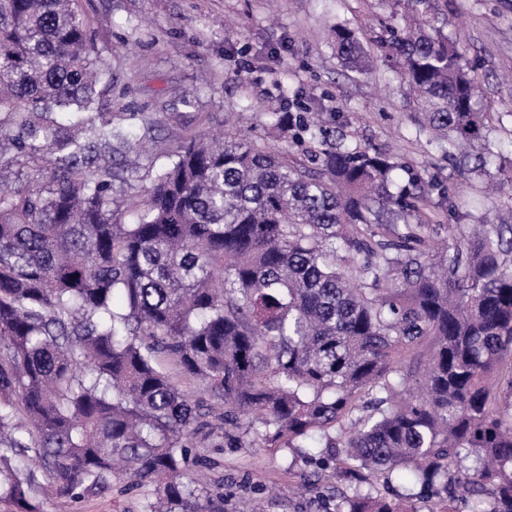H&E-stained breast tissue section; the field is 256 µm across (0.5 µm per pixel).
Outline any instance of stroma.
<instances>
[{
  "label": "stroma",
  "instance_id": "35a3bbf8",
  "mask_svg": "<svg viewBox=\"0 0 512 512\" xmlns=\"http://www.w3.org/2000/svg\"><path fill=\"white\" fill-rule=\"evenodd\" d=\"M448 18L475 68L493 110L487 147L512 167V0H434ZM95 42L112 65V109L159 115L151 151L133 185H148L182 137L198 131L244 134L274 148V112L335 117L347 139L396 155L406 166L445 189L444 224H477L512 215V186L495 189L497 169L452 167L437 142L411 118L406 87L384 62L369 73L343 67L332 29L355 28L367 49L382 22L402 16L401 0H79ZM194 101L184 104L181 92ZM198 466L202 485L223 482L227 503L258 499L262 512H323V504L294 493L290 448L207 449ZM151 485L117 478L104 495L72 503L70 512H144Z\"/></svg>",
  "mask_w": 512,
  "mask_h": 512
}]
</instances>
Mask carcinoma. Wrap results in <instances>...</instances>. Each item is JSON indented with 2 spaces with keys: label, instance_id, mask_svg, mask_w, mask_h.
<instances>
[{
  "label": "carcinoma",
  "instance_id": "1",
  "mask_svg": "<svg viewBox=\"0 0 512 512\" xmlns=\"http://www.w3.org/2000/svg\"><path fill=\"white\" fill-rule=\"evenodd\" d=\"M430 2L385 23L378 55L466 162L490 107ZM335 48L372 62L347 24ZM102 83L76 0H0V504L66 506L120 474L152 485L146 512H226L192 449L286 444L297 492L329 469L357 480L334 512H459L461 490L471 512H512V224L439 237L434 184L306 112L271 126L317 170L201 132L120 206L135 134ZM394 474L409 493L371 485Z\"/></svg>",
  "mask_w": 512,
  "mask_h": 512
}]
</instances>
